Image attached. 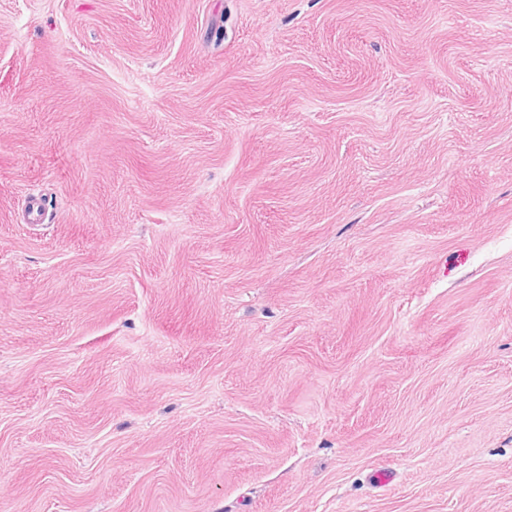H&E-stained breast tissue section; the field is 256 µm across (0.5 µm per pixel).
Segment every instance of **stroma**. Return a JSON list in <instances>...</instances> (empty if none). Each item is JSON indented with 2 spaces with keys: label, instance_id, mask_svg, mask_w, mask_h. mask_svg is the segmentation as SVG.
Returning <instances> with one entry per match:
<instances>
[{
  "label": "stroma",
  "instance_id": "1",
  "mask_svg": "<svg viewBox=\"0 0 512 512\" xmlns=\"http://www.w3.org/2000/svg\"><path fill=\"white\" fill-rule=\"evenodd\" d=\"M0 512H512V0H0Z\"/></svg>",
  "mask_w": 512,
  "mask_h": 512
}]
</instances>
